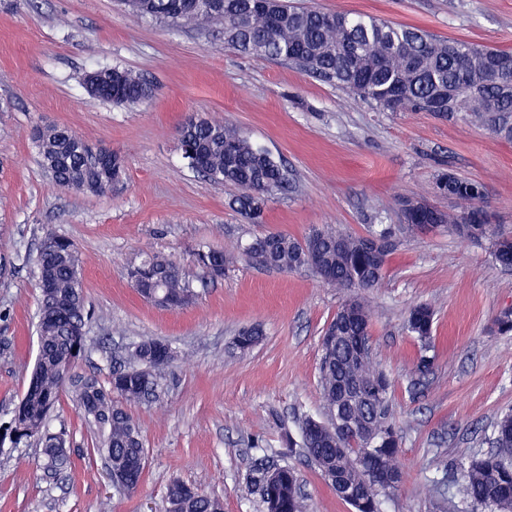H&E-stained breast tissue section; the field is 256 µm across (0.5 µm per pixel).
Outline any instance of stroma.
<instances>
[{
	"instance_id": "1",
	"label": "stroma",
	"mask_w": 512,
	"mask_h": 512,
	"mask_svg": "<svg viewBox=\"0 0 512 512\" xmlns=\"http://www.w3.org/2000/svg\"><path fill=\"white\" fill-rule=\"evenodd\" d=\"M324 11L371 15L440 37L512 51V0H303ZM134 70L152 97L117 105L90 95L88 73ZM189 115L236 125L286 161L292 186L270 202L265 224L231 209L234 187L189 169L176 128ZM70 128L124 157L123 185L102 197L58 188L38 163L35 127ZM444 169L480 181L493 223L512 232V142L455 113L385 112L286 64L225 47L219 27L180 28L138 18L119 0H0V426L9 425L37 357L39 288L32 259L43 225L71 239L85 265L88 349L78 372L108 380L126 346L167 340L177 355L159 401L132 403L146 449L145 477L117 491L68 397L50 432H66L73 466L46 478L37 443H0V512H154L175 480L204 487L224 512H264L248 489L259 461L295 469L308 512H354L285 434L324 419L318 383L322 331L342 292L310 271H278L239 255L223 279L178 311L145 301L125 277L149 253L188 263L207 245L236 249L250 235L302 238L329 224L359 236L400 222L408 200L454 208L435 194ZM364 302L376 365L394 381L402 481L381 512H470L444 477L491 448L499 415L512 409V335L495 332L512 308V269L488 242L431 232L398 237L386 278ZM420 303L435 311V368L413 373L417 345L405 328ZM261 325L247 354L239 329Z\"/></svg>"
}]
</instances>
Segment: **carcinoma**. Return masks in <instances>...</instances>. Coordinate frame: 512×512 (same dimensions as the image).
I'll return each mask as SVG.
<instances>
[{
    "instance_id": "carcinoma-1",
    "label": "carcinoma",
    "mask_w": 512,
    "mask_h": 512,
    "mask_svg": "<svg viewBox=\"0 0 512 512\" xmlns=\"http://www.w3.org/2000/svg\"><path fill=\"white\" fill-rule=\"evenodd\" d=\"M139 18L172 26H221L224 43L259 60L283 61L350 94L392 111L425 112L426 103L450 86L458 90L453 101L441 99L437 111L446 116L462 112L486 125L494 134L512 140V73L490 75L483 63L470 64L483 53L502 55L463 40L440 39L412 26L393 25L375 17H353L341 12L291 6L283 0H122ZM101 82L93 96L117 104H135L148 98L153 85L140 73L114 67L96 71ZM180 147L198 154L201 163L190 168L215 184L239 190L232 204L246 224H263L269 202L288 191V170L270 153L256 147L238 127L209 118H186L179 125ZM34 142L42 169L62 188L105 195L125 175L124 160L112 154L104 168L93 148L75 132L60 126L35 130ZM435 186L456 202L442 211L424 200H410L402 210L403 224L385 228L376 239L385 247L384 259L371 254L368 237L342 233L317 225L298 240L279 233L254 236L243 252L256 263L281 270L315 272L327 284L344 292H366L385 278L396 233L413 232L415 224H432L460 238L487 239L494 260L512 267V236L499 234L491 224L476 223L484 211L483 187L452 171L437 175ZM235 255L208 246L193 254L192 266L207 282L224 277ZM38 288V354L25 394L15 410L9 438L18 445L30 440L42 444L43 469L56 474L71 465L64 434L46 427L49 412L61 394L68 395L82 425L92 438L94 454L104 458L112 474L132 475L142 482L146 466L138 421L127 404L156 399L162 391L164 362L171 361V346L160 339L142 338L127 348L126 361L112 368L102 382L76 372L88 341L89 316L83 291V260L67 238L46 229L35 258ZM133 287L144 299L169 311L194 302L190 270L159 254L148 255L127 269ZM435 312L431 304L414 306L406 329L420 344L414 371L428 375L434 357L431 348ZM346 327L355 336L371 326L370 315L358 297L345 299L327 325ZM259 325L240 329L235 350L245 353L262 339ZM319 368L321 396L327 414L340 412L352 424L366 423L364 432L340 435L329 421L302 422L301 441L289 435L283 446L302 448L325 475L341 468L356 496L348 503L355 512H380L382 500L397 490L377 484L378 468L399 470L400 436L391 412V379L372 361L358 356L345 337L326 347L321 343ZM357 379L370 387L363 402L340 396L342 378ZM251 485L265 512H306L305 497L295 470L259 464ZM456 496L473 510L512 512V411L496 422L493 449L474 456L452 477ZM161 512H224L221 500L198 486L173 482Z\"/></svg>"
}]
</instances>
